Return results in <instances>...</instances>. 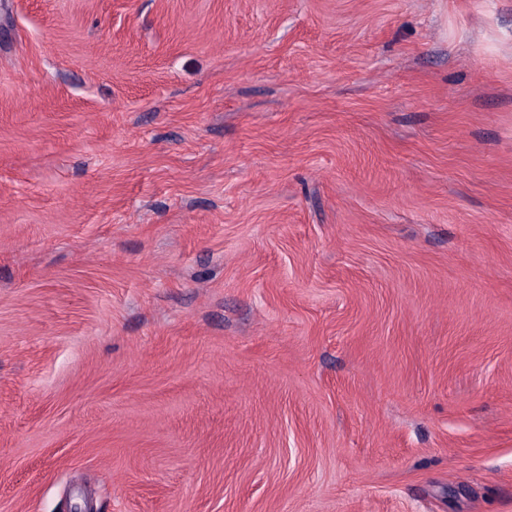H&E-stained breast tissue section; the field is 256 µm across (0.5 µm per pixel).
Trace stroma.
<instances>
[{
  "mask_svg": "<svg viewBox=\"0 0 512 512\" xmlns=\"http://www.w3.org/2000/svg\"><path fill=\"white\" fill-rule=\"evenodd\" d=\"M512 512V0H0V512Z\"/></svg>",
  "mask_w": 512,
  "mask_h": 512,
  "instance_id": "35a3bbf8",
  "label": "stroma"
}]
</instances>
